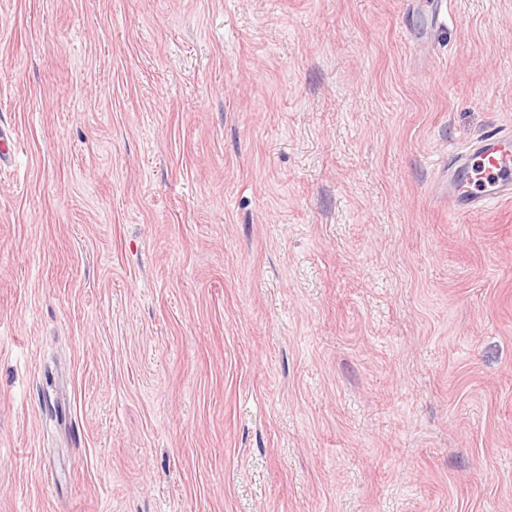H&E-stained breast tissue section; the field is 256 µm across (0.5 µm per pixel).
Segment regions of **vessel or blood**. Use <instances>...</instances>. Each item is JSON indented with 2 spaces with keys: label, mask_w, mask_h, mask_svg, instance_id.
<instances>
[{
  "label": "vessel or blood",
  "mask_w": 512,
  "mask_h": 512,
  "mask_svg": "<svg viewBox=\"0 0 512 512\" xmlns=\"http://www.w3.org/2000/svg\"><path fill=\"white\" fill-rule=\"evenodd\" d=\"M448 214L484 213L492 203L512 199V133L484 136L448 159Z\"/></svg>",
  "instance_id": "vessel-or-blood-1"
}]
</instances>
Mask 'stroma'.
I'll return each instance as SVG.
<instances>
[{
	"label": "stroma",
	"instance_id": "obj_1",
	"mask_svg": "<svg viewBox=\"0 0 512 512\" xmlns=\"http://www.w3.org/2000/svg\"><path fill=\"white\" fill-rule=\"evenodd\" d=\"M0 0V512H512V0ZM448 214L478 216L494 202L512 199V133L484 136L448 157Z\"/></svg>",
	"mask_w": 512,
	"mask_h": 512
}]
</instances>
